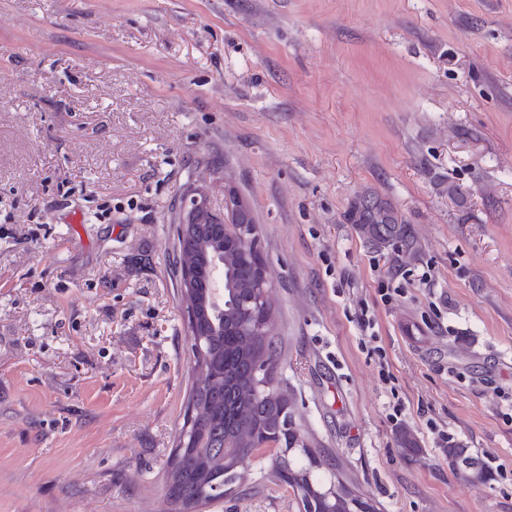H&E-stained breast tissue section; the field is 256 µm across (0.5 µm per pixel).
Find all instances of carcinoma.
Here are the masks:
<instances>
[{
	"mask_svg": "<svg viewBox=\"0 0 512 512\" xmlns=\"http://www.w3.org/2000/svg\"><path fill=\"white\" fill-rule=\"evenodd\" d=\"M349 220L364 241L375 250L392 248L398 257L409 256L419 247L411 225L399 219L395 208L372 194L357 198ZM176 243L175 265L184 264L196 271L193 295L185 303L193 304L196 329L204 337L201 345L190 344L194 359V380L189 391L187 410L193 413L197 433L205 447L173 450L167 468V497L178 509L197 504L204 506L224 497V485L240 478L236 468L248 459L247 448L267 438H281L293 445L304 439L293 413L292 398L278 389L268 397L257 398L251 390L252 366L256 358L276 357L270 336H256L244 325L238 300L251 294L254 283L253 261L231 248L220 224L204 216L182 236L173 225ZM224 261L227 299L217 312L207 299V272L214 258ZM234 441L237 452L224 454V443ZM323 460L312 450L303 458L288 463L271 462L270 475L294 490L323 491V482L315 471ZM455 464L467 472L483 469L481 459L456 453ZM336 512H346L347 503L358 507L369 504L342 480L334 483Z\"/></svg>",
	"mask_w": 512,
	"mask_h": 512,
	"instance_id": "carcinoma-1",
	"label": "carcinoma"
}]
</instances>
